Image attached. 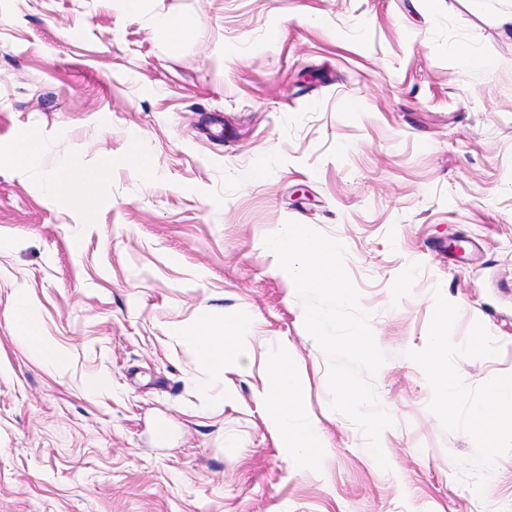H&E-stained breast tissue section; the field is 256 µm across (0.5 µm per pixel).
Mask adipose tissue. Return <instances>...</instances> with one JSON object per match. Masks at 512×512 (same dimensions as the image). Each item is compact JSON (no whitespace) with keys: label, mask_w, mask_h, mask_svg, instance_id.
I'll return each instance as SVG.
<instances>
[{"label":"adipose tissue","mask_w":512,"mask_h":512,"mask_svg":"<svg viewBox=\"0 0 512 512\" xmlns=\"http://www.w3.org/2000/svg\"><path fill=\"white\" fill-rule=\"evenodd\" d=\"M13 322L20 341L36 355L54 363H62V354L54 349L40 332L38 316L24 289H16ZM196 351L198 364L211 380L224 378V364L243 358L248 339L240 334L233 320L202 321L184 332ZM432 348L425 363L438 402L445 409H453L456 387L448 366V341L441 327H434ZM268 416L275 426L282 447L310 451L318 447L321 435L317 428L303 425L304 406L300 379L287 356H274L269 367V391L266 398Z\"/></svg>","instance_id":"ef3b65f1"}]
</instances>
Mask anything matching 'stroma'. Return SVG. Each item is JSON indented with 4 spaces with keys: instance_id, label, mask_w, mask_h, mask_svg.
<instances>
[{
    "instance_id": "1",
    "label": "stroma",
    "mask_w": 512,
    "mask_h": 512,
    "mask_svg": "<svg viewBox=\"0 0 512 512\" xmlns=\"http://www.w3.org/2000/svg\"><path fill=\"white\" fill-rule=\"evenodd\" d=\"M501 0H0V512H512V39ZM195 25L171 43L155 21ZM37 133L82 171L55 198L3 159ZM142 155L148 169L133 163ZM339 241L388 359L380 467L334 411L327 355L264 245ZM25 287L64 366L12 321ZM454 411L425 375L439 306ZM234 317L211 386L183 328ZM481 332V344L471 341ZM288 356L322 435L263 405ZM98 377L97 388L86 386Z\"/></svg>"
}]
</instances>
